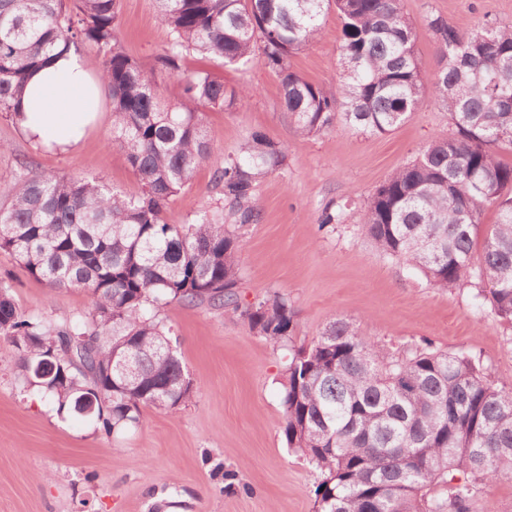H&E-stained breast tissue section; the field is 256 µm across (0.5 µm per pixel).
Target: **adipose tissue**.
Listing matches in <instances>:
<instances>
[{
    "label": "adipose tissue",
    "instance_id": "ef3b65f1",
    "mask_svg": "<svg viewBox=\"0 0 512 512\" xmlns=\"http://www.w3.org/2000/svg\"><path fill=\"white\" fill-rule=\"evenodd\" d=\"M84 57L64 53L57 61L35 71L27 85L21 126L26 135L49 150H66L93 120L101 87H89Z\"/></svg>",
    "mask_w": 512,
    "mask_h": 512
}]
</instances>
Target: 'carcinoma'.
Returning a JSON list of instances; mask_svg holds the SVG:
<instances>
[{"label":"carcinoma","mask_w":512,"mask_h":512,"mask_svg":"<svg viewBox=\"0 0 512 512\" xmlns=\"http://www.w3.org/2000/svg\"><path fill=\"white\" fill-rule=\"evenodd\" d=\"M168 40L151 67L130 56L119 0H0V113L18 122L32 73L71 47L97 50L112 107L110 143L139 182L126 194L101 178L32 175L20 165L0 205V252L52 289L81 288L88 310L56 320L25 314L0 276V335L20 353L25 383L59 413H90L106 435L139 428L199 391L156 308L178 303L239 314L249 331L288 350L281 429L288 448L321 471L316 512H485L479 486L512 482V390L462 354L417 347L394 356L352 323L334 320L295 347L296 313L278 291L240 301L237 230L259 222L255 190L288 167V146L248 133L234 156L211 143L204 111L228 110L249 91L227 90L207 63L255 61L279 79L303 135L341 123L393 131L428 98L454 132L438 135L368 200L359 227L383 256L418 269L434 288L464 280L512 322V24L481 21L462 33L423 18L441 66L427 73L402 0H155ZM341 24L335 88L293 70L330 10ZM194 58L197 66L187 65ZM176 78L181 100L161 103ZM212 165L222 201L184 224L170 203ZM497 219L477 236L486 211ZM442 487L436 493L434 488Z\"/></svg>","instance_id":"cac0c4a2"}]
</instances>
